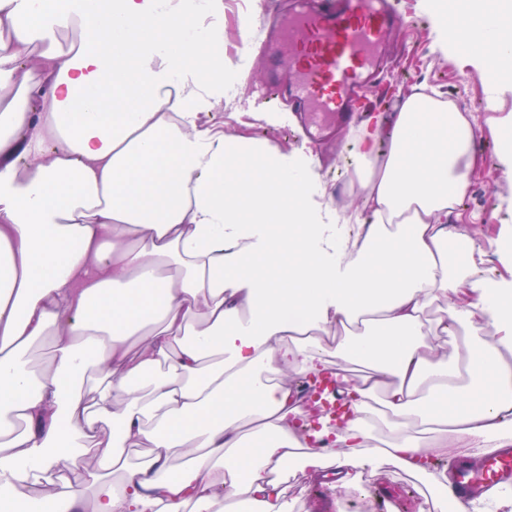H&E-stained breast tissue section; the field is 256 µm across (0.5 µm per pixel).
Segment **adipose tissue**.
I'll use <instances>...</instances> for the list:
<instances>
[{
  "instance_id": "ef3b65f1",
  "label": "adipose tissue",
  "mask_w": 512,
  "mask_h": 512,
  "mask_svg": "<svg viewBox=\"0 0 512 512\" xmlns=\"http://www.w3.org/2000/svg\"><path fill=\"white\" fill-rule=\"evenodd\" d=\"M427 2L436 49L495 73L487 122L512 171L499 76L512 0ZM187 14L184 0H0V502L31 512L19 489L43 485L45 512H79L83 483L93 512H288L290 466H334L349 490L353 470L386 457L448 512L447 477L425 458L512 445V281L448 261L449 243L474 251L448 226L481 163L472 114L415 90L362 121L367 217L348 223L323 201L317 156L209 127L213 99L236 90L220 29L187 40ZM457 14L471 27L452 41ZM143 18L171 27L160 37ZM60 29L78 40L62 46ZM361 319L336 349L318 339ZM442 336L462 353L442 352ZM38 340L50 370L25 360ZM288 369L334 372L352 417L333 454L300 433ZM420 424L436 426L432 442Z\"/></svg>"
}]
</instances>
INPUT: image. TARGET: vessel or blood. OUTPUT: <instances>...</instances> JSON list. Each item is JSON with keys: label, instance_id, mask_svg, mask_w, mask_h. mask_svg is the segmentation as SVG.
I'll use <instances>...</instances> for the list:
<instances>
[{"label": "vessel or blood", "instance_id": "vessel-or-blood-1", "mask_svg": "<svg viewBox=\"0 0 512 512\" xmlns=\"http://www.w3.org/2000/svg\"><path fill=\"white\" fill-rule=\"evenodd\" d=\"M407 24L396 0H296L258 41L252 22L243 21L245 48L276 62L256 88L258 100L271 91L286 95L313 140L331 127H351L371 80L387 65L390 39ZM494 487H512V447L495 449L476 467L457 461L448 495L466 505Z\"/></svg>", "mask_w": 512, "mask_h": 512}]
</instances>
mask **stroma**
I'll return each mask as SVG.
<instances>
[{
  "label": "stroma",
  "mask_w": 512,
  "mask_h": 512,
  "mask_svg": "<svg viewBox=\"0 0 512 512\" xmlns=\"http://www.w3.org/2000/svg\"><path fill=\"white\" fill-rule=\"evenodd\" d=\"M401 11L410 19L409 29L402 31L392 47L390 72L381 86L368 94L370 109L380 112L385 101L400 103L412 88L427 86L456 100L474 117L473 144L482 166L470 178V186L457 211L469 234L485 249L484 269L495 278L512 279V269L500 262L494 242L503 225H512V172L500 163L498 140L492 136L485 108V88L470 59L462 54L443 56L434 51L432 18L422 0H398ZM249 70L238 78V95L234 102H219L212 110V123L230 136H242L267 143L282 154L294 157L310 151L299 139L293 125H272L265 112L286 109L285 98H276L265 107H255L251 92L266 76L269 61L251 54ZM347 131L315 149L320 159L319 174L325 188L324 200L335 203L346 194L354 179L356 162L346 145ZM317 473L302 470L298 480L287 482L286 497L293 512H336L337 502H344L346 512H360L369 503L371 512H418L428 492L422 480L385 464L379 468L356 470L359 491L338 493L329 485L317 484Z\"/></svg>",
  "instance_id": "obj_1"
}]
</instances>
